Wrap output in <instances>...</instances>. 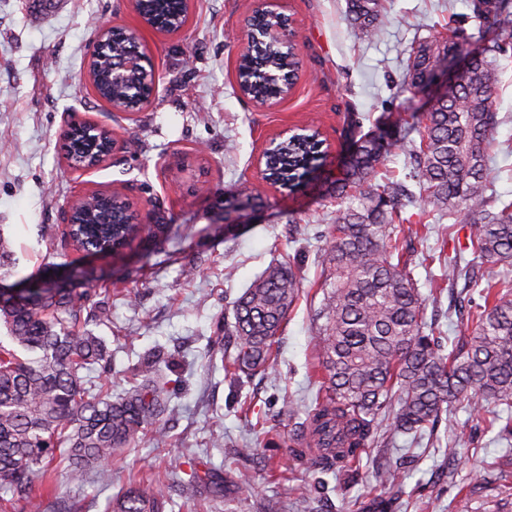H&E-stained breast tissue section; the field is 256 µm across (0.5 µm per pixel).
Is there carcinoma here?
Segmentation results:
<instances>
[{
  "label": "carcinoma",
  "instance_id": "cac0c4a2",
  "mask_svg": "<svg viewBox=\"0 0 512 512\" xmlns=\"http://www.w3.org/2000/svg\"><path fill=\"white\" fill-rule=\"evenodd\" d=\"M137 8L161 32L185 24V0H138ZM347 20L356 37H370L386 23L382 0H347ZM466 20L475 32L478 57L456 83L448 98L429 110L413 112L404 123L419 140L360 139L333 186L332 193L348 206L336 209L326 237L321 283L323 299L316 336L320 386L306 412L301 437L313 450L310 465L319 473H339L359 460L375 441L379 416L392 415L394 432L434 433L441 415L454 406L486 412L492 406L512 413V278L476 279L470 262L447 257L448 286L464 279L462 291L478 294L482 303L468 312L471 331L444 344L439 328L425 318V298L414 279L410 248L400 245L398 227L413 223L406 208L417 209L418 220L430 213L470 224V246L477 257L493 265L512 266V202L496 197L489 176L488 151L497 128L493 100L498 75L492 66L507 45L487 35L512 26L499 0H471ZM137 47L126 27L115 26L99 37L88 64V81L95 95L116 109L134 110L149 97L142 77H115L112 60ZM453 41H424L414 51L406 84L415 91L422 74L453 52ZM299 61L267 44H253L238 58L244 95L264 101L288 92L298 79ZM105 130H71L68 153L92 159L105 152ZM395 151L411 157L415 194L397 182H372L377 165ZM325 154L316 133L292 134L264 159V174L288 190L318 171ZM129 199L113 193L82 201L73 231L89 249L110 254L136 237H156L167 228L145 229L130 223ZM69 288H37V279L23 283L34 289L17 299L0 300V326L10 345L0 341V512L31 509L41 498L40 485L54 458L71 483L96 470L99 481L112 483V461L138 446L143 437L156 446L169 438L167 426L171 390L162 375L160 355L135 368L141 381L117 396L93 384L84 371L107 359L104 339L87 328L91 317L81 300L86 288L73 276ZM302 281L291 262H280L258 275L233 302V320L224 335L210 345L211 355L228 357L225 369L235 377L250 376L274 362V345L283 323L299 297ZM377 512L387 508L383 497L404 493L395 468L377 472ZM160 478L130 479L112 501L111 512H164L168 500ZM183 497L198 501L224 497V481L205 467L180 483Z\"/></svg>",
  "mask_w": 512,
  "mask_h": 512
}]
</instances>
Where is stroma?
Here are the masks:
<instances>
[{"mask_svg":"<svg viewBox=\"0 0 512 512\" xmlns=\"http://www.w3.org/2000/svg\"><path fill=\"white\" fill-rule=\"evenodd\" d=\"M262 2L194 0L181 32L142 30L157 92L127 116L94 96L87 68L99 23L138 26L130 0H0V236L15 253V276L60 286L73 268L84 271L91 301L107 312L95 333L107 344L108 364L90 372L94 383L126 388L133 365L157 347L175 366L168 445L126 451L112 464L111 485L92 476L79 488L60 483L43 496L41 512H107L129 475L175 461L186 481L200 459L223 476L247 475L250 492L201 507L168 486L165 512H366L376 472L388 465L399 466L405 487L394 512H456L460 488L476 473L484 484L471 512H512V478L499 477L512 465V435L487 413L451 411L434 439L399 435L371 444L349 475H325L321 504L312 500L313 473L289 448L316 391L310 375L323 298L322 233L337 209L331 182L361 137H397L400 114L424 110L428 92L402 88L410 51L463 20L470 0H384L389 20L366 40L352 35L346 0H278L298 35L302 73L272 109L242 99L235 81L236 35ZM502 38L511 47L496 58L491 167L498 192L510 200L512 30ZM72 119L112 127L120 149L93 169H71L61 146ZM306 125L318 127L325 142L323 167L292 192L265 183L259 157L266 142ZM91 191L128 194L169 232L109 255L61 246L69 204ZM468 235L409 239L426 314L451 338L464 332L458 298L434 295L443 271L427 257L453 254ZM290 258L303 290L282 327L277 358L266 373L234 380L211 358L210 342L223 335L233 301L253 279ZM451 442L459 452L453 466L445 453Z\"/></svg>","mask_w":512,"mask_h":512,"instance_id":"stroma-1","label":"stroma"}]
</instances>
